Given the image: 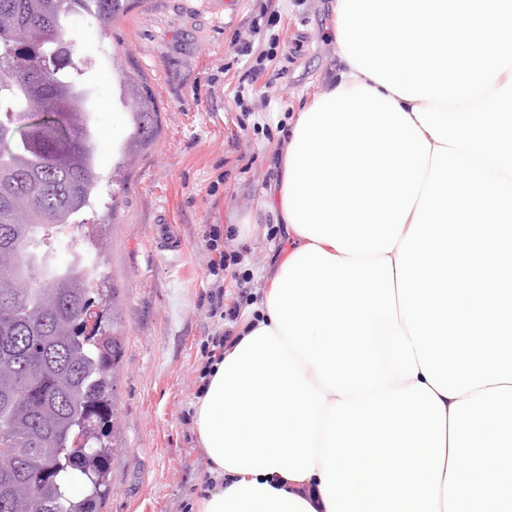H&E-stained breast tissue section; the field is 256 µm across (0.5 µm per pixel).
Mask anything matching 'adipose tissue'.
Returning a JSON list of instances; mask_svg holds the SVG:
<instances>
[{
	"instance_id": "adipose-tissue-1",
	"label": "adipose tissue",
	"mask_w": 512,
	"mask_h": 512,
	"mask_svg": "<svg viewBox=\"0 0 512 512\" xmlns=\"http://www.w3.org/2000/svg\"><path fill=\"white\" fill-rule=\"evenodd\" d=\"M200 512H512V0H333Z\"/></svg>"
}]
</instances>
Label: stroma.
<instances>
[{"mask_svg":"<svg viewBox=\"0 0 512 512\" xmlns=\"http://www.w3.org/2000/svg\"><path fill=\"white\" fill-rule=\"evenodd\" d=\"M331 26L330 0H142L108 28L88 18L73 35L104 176L82 220L94 278L120 288L127 330L102 512H198L211 477L194 410L201 344L214 330L208 296L220 285L225 303L250 308L286 248L262 200L289 118L341 68ZM243 45L251 55H237ZM122 74L148 86L160 131L116 172L132 131ZM213 224L238 257L222 278L208 272L203 235ZM170 237L178 252L164 251Z\"/></svg>","mask_w":512,"mask_h":512,"instance_id":"1","label":"stroma"}]
</instances>
